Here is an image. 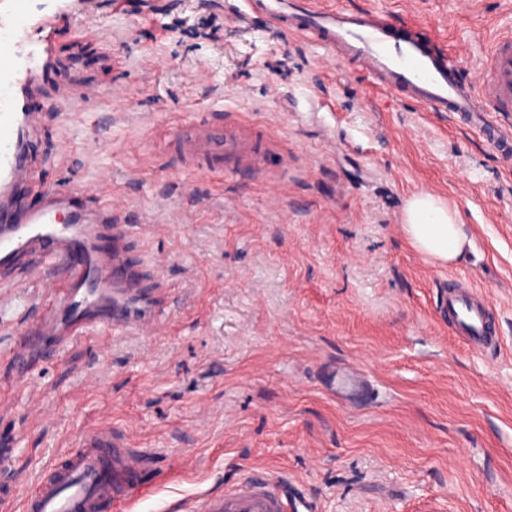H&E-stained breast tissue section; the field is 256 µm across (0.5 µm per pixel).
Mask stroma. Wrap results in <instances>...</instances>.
<instances>
[{"label": "stroma", "mask_w": 512, "mask_h": 512, "mask_svg": "<svg viewBox=\"0 0 512 512\" xmlns=\"http://www.w3.org/2000/svg\"><path fill=\"white\" fill-rule=\"evenodd\" d=\"M323 2L411 15L472 76L512 34V0ZM240 4L0 0L1 24L56 23L34 89L44 176L76 195L108 174L127 206L128 256L165 294L160 334L117 329L104 349L72 340L37 367L27 401L10 390L8 355L38 299L0 291V453L15 497L76 430L108 423L155 455L131 512H170L244 473L288 479L315 512H512V158L285 28L228 21ZM213 17L221 40L197 38ZM63 82L117 101L73 106L56 96ZM212 111L266 127L264 175L204 179L160 152ZM90 131L105 145L96 155L83 149ZM420 191L459 213L470 245L455 264L406 241ZM452 278L483 290L496 350L469 349L438 315ZM343 366L371 380L370 397L324 390V372Z\"/></svg>", "instance_id": "35a3bbf8"}]
</instances>
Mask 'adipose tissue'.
<instances>
[{
  "mask_svg": "<svg viewBox=\"0 0 512 512\" xmlns=\"http://www.w3.org/2000/svg\"><path fill=\"white\" fill-rule=\"evenodd\" d=\"M402 229L414 251L440 265L457 261L469 243L457 210L426 191L409 200Z\"/></svg>",
  "mask_w": 512,
  "mask_h": 512,
  "instance_id": "1",
  "label": "adipose tissue"
}]
</instances>
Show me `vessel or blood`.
Listing matches in <instances>:
<instances>
[{
    "label": "vessel or blood",
    "mask_w": 512,
    "mask_h": 512,
    "mask_svg": "<svg viewBox=\"0 0 512 512\" xmlns=\"http://www.w3.org/2000/svg\"><path fill=\"white\" fill-rule=\"evenodd\" d=\"M250 11L282 24L291 34L339 50L379 88L426 112L446 113L477 130L500 152L512 154V127L493 123L494 112H512V35L493 43L476 77L459 57L424 33L412 19H395L370 7L325 8L317 0H244ZM49 63L45 26L18 34L0 27V288L28 283L43 299L11 359L19 394L31 392L37 363L54 358L59 345L45 337L108 336L113 329L140 335L161 331L159 312L140 305L138 271L125 250L122 204L108 177L84 187L85 204L47 190L31 145L42 124L30 102L33 82ZM270 136L258 124L200 113L181 128L170 151L183 171L199 176H239L258 170ZM28 185L44 196L39 209L19 207L15 192ZM70 221L58 223L59 210ZM441 308L455 336L474 350L496 342L493 311L472 284L452 282ZM326 387L344 397L366 392L351 369L328 374ZM152 462L111 427L96 424L73 435L71 448L40 474L23 512H125L145 488L140 473ZM173 512H314L311 501L288 493V483L249 478L179 501Z\"/></svg>",
    "instance_id": "vessel-or-blood-1"
}]
</instances>
